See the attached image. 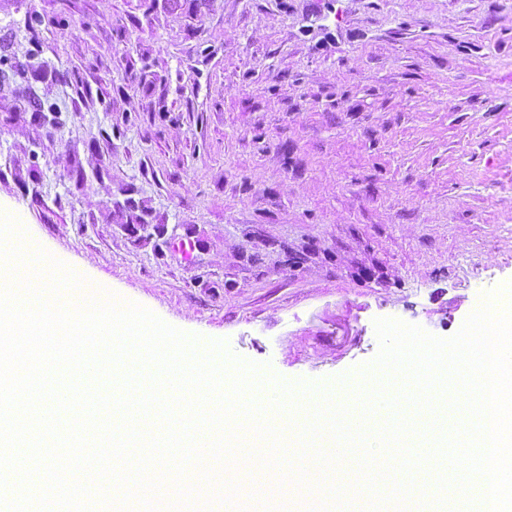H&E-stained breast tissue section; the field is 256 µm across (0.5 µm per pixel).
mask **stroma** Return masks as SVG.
<instances>
[{"mask_svg":"<svg viewBox=\"0 0 512 512\" xmlns=\"http://www.w3.org/2000/svg\"><path fill=\"white\" fill-rule=\"evenodd\" d=\"M0 210L285 381L512 282V0H0Z\"/></svg>","mask_w":512,"mask_h":512,"instance_id":"35a3bbf8","label":"stroma"}]
</instances>
